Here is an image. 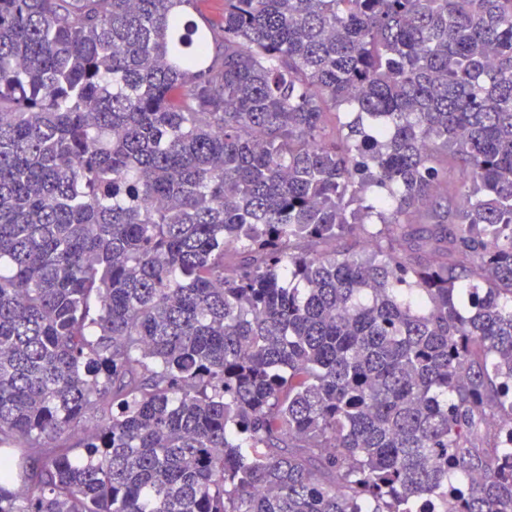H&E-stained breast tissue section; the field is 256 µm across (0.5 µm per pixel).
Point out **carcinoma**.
Listing matches in <instances>:
<instances>
[{"mask_svg": "<svg viewBox=\"0 0 512 512\" xmlns=\"http://www.w3.org/2000/svg\"><path fill=\"white\" fill-rule=\"evenodd\" d=\"M197 3L0 0V512H512V0Z\"/></svg>", "mask_w": 512, "mask_h": 512, "instance_id": "obj_1", "label": "carcinoma"}]
</instances>
